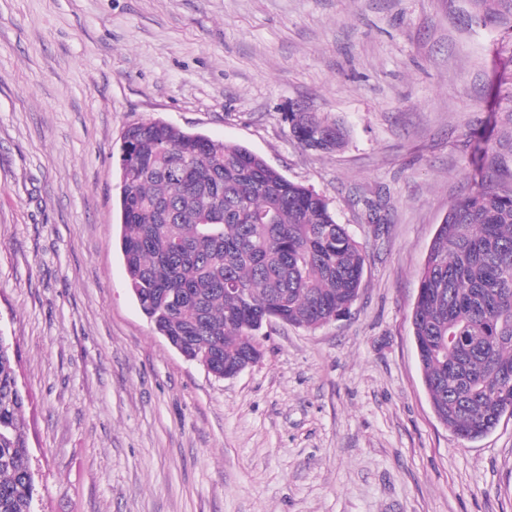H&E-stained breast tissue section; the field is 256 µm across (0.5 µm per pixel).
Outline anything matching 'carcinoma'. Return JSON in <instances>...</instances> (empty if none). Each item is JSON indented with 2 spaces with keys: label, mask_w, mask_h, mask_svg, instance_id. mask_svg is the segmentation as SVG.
<instances>
[{
  "label": "carcinoma",
  "mask_w": 512,
  "mask_h": 512,
  "mask_svg": "<svg viewBox=\"0 0 512 512\" xmlns=\"http://www.w3.org/2000/svg\"><path fill=\"white\" fill-rule=\"evenodd\" d=\"M474 18L512 21V0H471ZM293 138L323 153L347 129L285 114ZM120 249L128 286L155 331L217 373L257 364L261 332L315 330L359 295L366 254L326 199L239 144L164 121L128 128ZM484 148L480 182L448 210L419 272L411 312L436 418L463 440L512 408V180ZM13 344L0 336V512H33L34 481Z\"/></svg>",
  "instance_id": "obj_1"
}]
</instances>
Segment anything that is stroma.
Here are the masks:
<instances>
[{
  "label": "stroma",
  "instance_id": "35a3bbf8",
  "mask_svg": "<svg viewBox=\"0 0 512 512\" xmlns=\"http://www.w3.org/2000/svg\"><path fill=\"white\" fill-rule=\"evenodd\" d=\"M512 24L469 0H0V335L17 356L34 512H512V417L464 441L413 339L418 271L475 189L512 174ZM317 112L345 148L301 147ZM162 119L237 143L364 249L349 314L263 330L219 379L127 283L116 155ZM285 119L293 138L303 148L332 153L347 141L348 131L342 124L329 122L317 112H286Z\"/></svg>",
  "mask_w": 512,
  "mask_h": 512
}]
</instances>
